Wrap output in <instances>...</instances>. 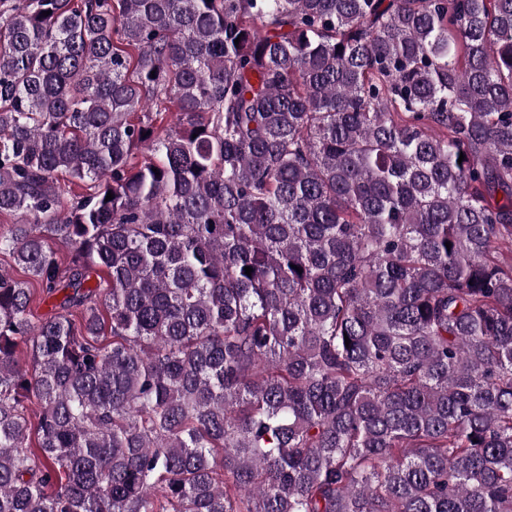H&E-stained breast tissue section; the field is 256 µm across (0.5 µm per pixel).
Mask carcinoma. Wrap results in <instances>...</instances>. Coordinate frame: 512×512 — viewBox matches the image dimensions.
Returning <instances> with one entry per match:
<instances>
[{
  "mask_svg": "<svg viewBox=\"0 0 512 512\" xmlns=\"http://www.w3.org/2000/svg\"><path fill=\"white\" fill-rule=\"evenodd\" d=\"M0 216V512H512V0H0Z\"/></svg>",
  "mask_w": 512,
  "mask_h": 512,
  "instance_id": "1",
  "label": "carcinoma"
}]
</instances>
